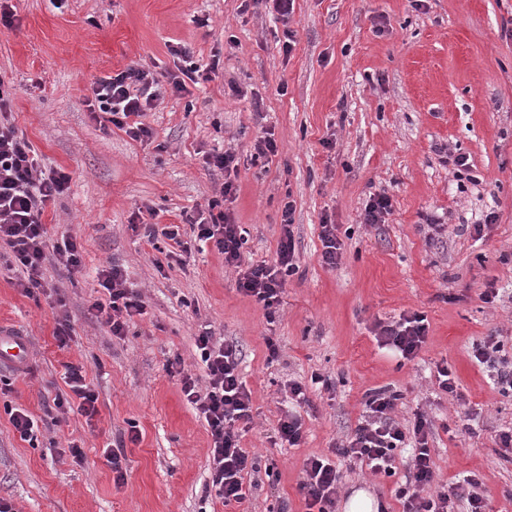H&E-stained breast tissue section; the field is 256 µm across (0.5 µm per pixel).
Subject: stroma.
<instances>
[{
	"label": "stroma",
	"instance_id": "obj_1",
	"mask_svg": "<svg viewBox=\"0 0 512 512\" xmlns=\"http://www.w3.org/2000/svg\"><path fill=\"white\" fill-rule=\"evenodd\" d=\"M240 3L13 0L14 26H0V82L13 92L7 121L43 171L71 176L69 191L45 210L48 238H76L85 265L71 278L47 263L45 291L32 299L14 286L21 270L0 259V327L32 343L25 369L0 371L11 385L0 391V496L18 512H305L296 492L304 459L329 454L356 426L366 392L388 387L401 394L398 418L421 409L434 422L435 485L478 474L487 512H512V460L496 443L512 428V396L472 358L492 333L512 351V0H295L284 23L262 5L240 12ZM288 30L295 46L287 55ZM175 43L202 65L221 51L217 77L192 95L159 100L143 118L151 142L102 130L85 104L95 79L134 64L164 77ZM267 130L278 153L255 157ZM228 148L240 159L230 209L246 231L245 261L274 259L282 207L295 202L298 269L271 321L237 291L214 248L160 269L166 239L153 245L130 228L141 213L160 230L202 209L224 180L204 156ZM445 152L468 157L467 179L442 162ZM381 190L392 198L387 222L362 223L366 200ZM490 211L497 221L476 239L472 226ZM325 217L342 242L333 270L320 262ZM114 258L145 303L122 340L84 315L104 295L98 269ZM490 285L500 296L487 304L480 294ZM63 309L73 333L64 349L53 337ZM411 312L426 316L429 335L401 365L379 348L373 327ZM205 327L243 346L253 422L241 446L275 473L228 507L205 496L210 437L167 370L178 357L202 376L195 338ZM269 336L280 346L271 363ZM66 362L83 365L99 395L94 427L46 410ZM442 363L461 399L439 389ZM315 373L334 391L310 387ZM291 380L307 383L311 400L294 448L273 442ZM18 405L45 423L37 447L13 430L5 409ZM467 411L468 431L458 423ZM132 426L140 439L126 448L118 484L103 450ZM73 442L82 463L65 454ZM337 464L340 498L363 489L385 512H402L395 490L405 468L376 477L349 460Z\"/></svg>",
	"mask_w": 512,
	"mask_h": 512
}]
</instances>
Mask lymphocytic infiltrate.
Segmentation results:
<instances>
[{
    "instance_id": "f902f5d3",
    "label": "lymphocytic infiltrate",
    "mask_w": 512,
    "mask_h": 512,
    "mask_svg": "<svg viewBox=\"0 0 512 512\" xmlns=\"http://www.w3.org/2000/svg\"><path fill=\"white\" fill-rule=\"evenodd\" d=\"M170 54L178 64L163 82L139 64L97 78L87 99L92 119L102 129L114 127L132 140L151 141L153 131L143 121L145 113L165 94L186 96L192 89L211 82L221 65L217 53L209 64L197 65L191 49L181 44L171 47ZM205 162L224 172L225 179L205 209L185 215L184 223L190 224L196 241L212 245L223 255L225 266L235 269L238 291L252 298L266 318H273L283 302L287 276L298 269L292 229L295 205L288 201L282 208V236L274 260L244 264L241 249L245 230L236 224L228 207L238 192L233 178L238 171V158L233 151L217 150L207 154ZM70 182L71 176L64 170L44 173L28 139L19 135L13 125L0 122V251L7 254L8 266L22 269L24 276L16 286L26 296L35 297L43 292L48 259H55L71 276L83 270L80 242L66 237L60 244L49 245L43 222L46 206L66 194ZM98 284L107 298L90 303L85 316L108 328L113 338L124 339L134 316L144 311L142 295L130 286L124 266L116 261L99 270ZM373 331L380 348L410 362L427 342L429 323L423 314L414 312L390 322H376ZM195 348L203 365V377L185 373L178 358L170 361L168 370L179 374L184 400L207 425L211 441L207 491L213 492L222 504L239 503L246 498L247 478L259 472L257 457L240 446L242 428L252 420V393L240 368L242 346L237 338H218L207 328L196 336ZM473 358L493 370L501 393L512 392V355L507 354L498 337H484L475 346ZM62 380L65 388L53 398L55 409L63 414L75 409L86 420H93L99 413V396L87 383L82 366L65 364ZM400 398L395 391H370L357 425L337 444L334 458L314 455L305 460L297 491L307 512H337L342 474L336 457L357 461L373 474L390 477L395 473L393 462L400 448L411 451V479L395 493L403 504V512H454L459 502L466 503L467 512H483L484 490L476 478L430 493L434 481L429 445L434 434L433 422L421 410L414 411L412 420L400 421L396 416Z\"/></svg>"
}]
</instances>
